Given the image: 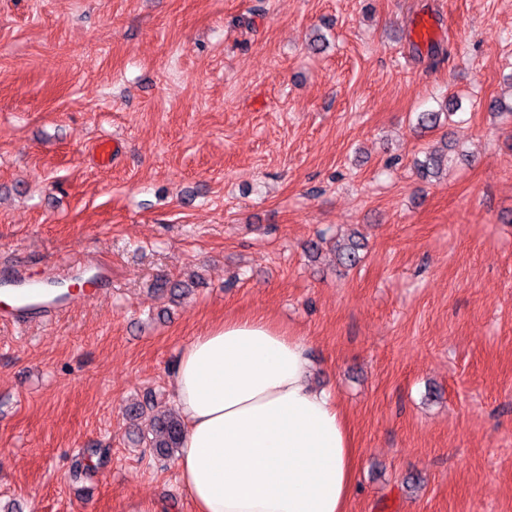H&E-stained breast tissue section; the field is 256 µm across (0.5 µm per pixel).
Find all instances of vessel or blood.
<instances>
[{
    "instance_id": "b4317fda",
    "label": "vessel or blood",
    "mask_w": 512,
    "mask_h": 512,
    "mask_svg": "<svg viewBox=\"0 0 512 512\" xmlns=\"http://www.w3.org/2000/svg\"><path fill=\"white\" fill-rule=\"evenodd\" d=\"M54 282L48 283L16 267L0 266V323L21 326L30 315L50 321L71 304L75 293L91 298L112 286L109 267L92 257L82 266L57 265Z\"/></svg>"
}]
</instances>
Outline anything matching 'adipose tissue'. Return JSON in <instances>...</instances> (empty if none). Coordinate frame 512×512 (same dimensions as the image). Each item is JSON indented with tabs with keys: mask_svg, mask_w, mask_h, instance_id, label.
Returning <instances> with one entry per match:
<instances>
[{
	"mask_svg": "<svg viewBox=\"0 0 512 512\" xmlns=\"http://www.w3.org/2000/svg\"><path fill=\"white\" fill-rule=\"evenodd\" d=\"M305 340L270 317L225 320L176 360L175 467L195 512H346L355 450Z\"/></svg>",
	"mask_w": 512,
	"mask_h": 512,
	"instance_id": "1",
	"label": "adipose tissue"
}]
</instances>
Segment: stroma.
Masks as SVG:
<instances>
[{
	"instance_id": "1",
	"label": "stroma",
	"mask_w": 512,
	"mask_h": 512,
	"mask_svg": "<svg viewBox=\"0 0 512 512\" xmlns=\"http://www.w3.org/2000/svg\"><path fill=\"white\" fill-rule=\"evenodd\" d=\"M511 74L512 0H0V261L112 270L54 325H0V505L193 512L127 407H171L192 338L260 314L347 416V512H512V117L483 108ZM443 134L463 156L424 182ZM353 229L352 270L306 250Z\"/></svg>"
}]
</instances>
